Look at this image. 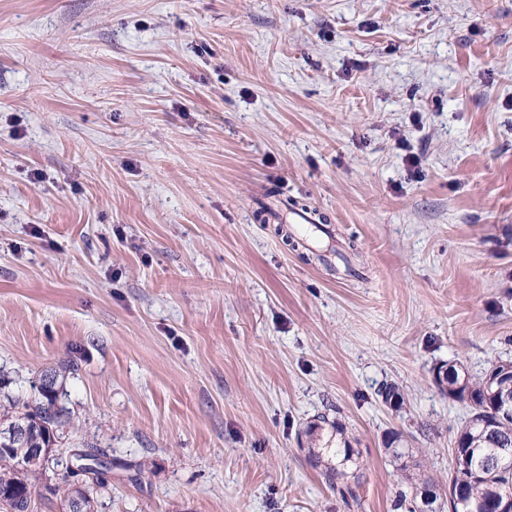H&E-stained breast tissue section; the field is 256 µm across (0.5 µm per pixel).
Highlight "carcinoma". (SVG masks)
Masks as SVG:
<instances>
[{
	"instance_id": "obj_1",
	"label": "carcinoma",
	"mask_w": 512,
	"mask_h": 512,
	"mask_svg": "<svg viewBox=\"0 0 512 512\" xmlns=\"http://www.w3.org/2000/svg\"><path fill=\"white\" fill-rule=\"evenodd\" d=\"M59 374L49 371L41 375L34 399L16 410L15 404L0 417V429L21 423L26 426L28 448H49L55 444L59 428L69 423V411L58 405ZM437 385L449 394L471 404L472 414L458 432L453 456L455 467L448 472L452 493L448 496V512H497L500 502L512 498V461L501 460L505 451H512V416L496 413L494 401L497 386L489 375L478 380L460 374L456 365L448 366V376ZM100 452L90 446L85 454L84 487L72 490L70 478L73 461L54 459V467L62 470L61 484L53 492L60 494L65 512L76 505L78 512H94V493L106 487L104 473L95 469ZM45 467L26 456L0 455V512H34L32 479L43 474Z\"/></svg>"
}]
</instances>
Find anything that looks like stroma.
Listing matches in <instances>:
<instances>
[{"instance_id":"1","label":"stroma","mask_w":512,"mask_h":512,"mask_svg":"<svg viewBox=\"0 0 512 512\" xmlns=\"http://www.w3.org/2000/svg\"><path fill=\"white\" fill-rule=\"evenodd\" d=\"M280 193L333 263L256 221ZM506 361L512 0H0V387L73 363L98 512H441L433 369Z\"/></svg>"}]
</instances>
